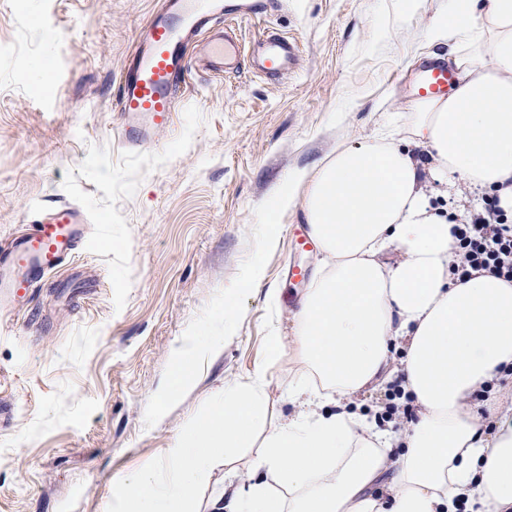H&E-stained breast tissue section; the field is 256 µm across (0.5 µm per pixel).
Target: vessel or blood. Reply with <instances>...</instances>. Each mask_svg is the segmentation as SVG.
<instances>
[{
	"instance_id": "1",
	"label": "vessel or blood",
	"mask_w": 512,
	"mask_h": 512,
	"mask_svg": "<svg viewBox=\"0 0 512 512\" xmlns=\"http://www.w3.org/2000/svg\"><path fill=\"white\" fill-rule=\"evenodd\" d=\"M263 7V0H163L140 27L121 70L114 110L128 149L146 146L173 123L182 103L176 82L185 78L191 66V50L202 48L213 71L233 69L240 56L233 26L256 17ZM299 54L293 39L268 34L257 41L252 59L255 70L285 79L294 73ZM451 81L447 64H426L416 95L445 94ZM89 222L83 208L59 205L36 212L29 228L11 238L0 251V315L12 312L34 284L73 257Z\"/></svg>"
}]
</instances>
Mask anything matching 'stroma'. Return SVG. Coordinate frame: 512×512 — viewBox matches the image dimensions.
<instances>
[{
  "label": "stroma",
  "instance_id": "35a3bbf8",
  "mask_svg": "<svg viewBox=\"0 0 512 512\" xmlns=\"http://www.w3.org/2000/svg\"><path fill=\"white\" fill-rule=\"evenodd\" d=\"M447 2L409 14L403 0H277L240 39H296L293 76L259 75L246 58L219 76L193 66L174 130L133 156L111 104L160 0H0V244L46 206L92 221L89 242L0 326V400L14 408L0 424V512H112L119 479L159 466L216 388L256 370L274 413H291L294 355L272 338L291 336L288 312L322 256L293 249L305 212L273 213L272 197L336 145L409 126L419 67L451 49L425 34ZM255 264L261 285L226 302ZM296 265L308 279L291 278ZM220 333L180 385L172 347Z\"/></svg>",
  "mask_w": 512,
  "mask_h": 512
}]
</instances>
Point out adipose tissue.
<instances>
[{
  "label": "adipose tissue",
  "instance_id": "ef3b65f1",
  "mask_svg": "<svg viewBox=\"0 0 512 512\" xmlns=\"http://www.w3.org/2000/svg\"><path fill=\"white\" fill-rule=\"evenodd\" d=\"M426 35L453 42L457 80L416 101L409 139L337 146L273 198L279 211L303 204L326 256L293 316L305 376L288 389L294 413L275 417L264 372L225 383L163 449V468L117 483L113 512H195L215 464L235 471L240 448L256 451L246 478L207 512H512V400L499 394L512 382V282L454 276L452 213L428 192H495L512 216V0H448ZM400 347L419 407L401 437L347 408L390 378Z\"/></svg>",
  "mask_w": 512,
  "mask_h": 512
}]
</instances>
